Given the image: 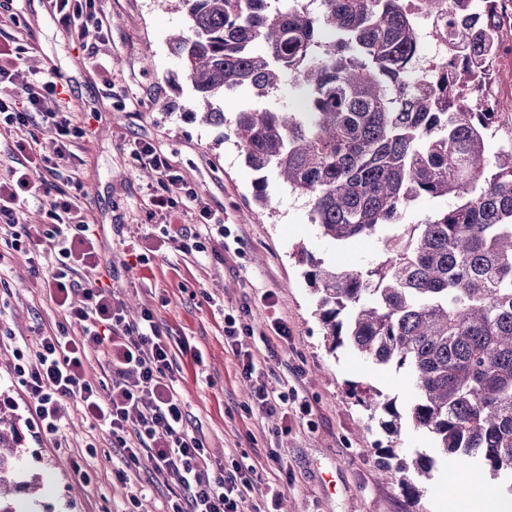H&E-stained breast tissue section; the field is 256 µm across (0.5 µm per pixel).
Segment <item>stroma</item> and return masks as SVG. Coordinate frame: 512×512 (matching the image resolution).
<instances>
[{
    "instance_id": "35a3bbf8",
    "label": "stroma",
    "mask_w": 512,
    "mask_h": 512,
    "mask_svg": "<svg viewBox=\"0 0 512 512\" xmlns=\"http://www.w3.org/2000/svg\"><path fill=\"white\" fill-rule=\"evenodd\" d=\"M111 33L79 41L62 23L51 0H13L0 9V42L24 70L56 74L65 87L63 105L83 127L85 160L79 170L80 198L90 223L115 266L113 281L125 306L156 309L172 339L201 357L195 372L181 377L178 390L188 411L187 427L203 434L225 460L254 466L258 487L287 471L280 512H407L397 483L384 476L382 458L395 449L401 458L434 457L423 484V512L465 497L470 478L480 480L486 497L500 498L498 480L478 462L439 458L430 436L409 422L398 432L381 427L357 404L353 385L379 392L381 401L406 413L414 398L404 371L368 362L349 346L330 349L317 314L319 296L309 286L305 255L331 264L359 265L377 256L379 236L335 248L311 224L301 199L269 180V205L253 196L254 172L233 140L203 123L190 88L176 89L180 61L168 46L170 34L186 25L178 0H100ZM151 141L224 219L232 241L221 256L194 263L174 244H163L164 222L192 224V206H178L170 217L151 214L148 196L155 177L133 160L129 141ZM151 261L150 269H127L130 244ZM276 295L268 308L262 293ZM244 313L254 330L241 337L256 358L254 376L287 392L282 409L290 430L277 434L278 416L249 408L250 389L237 371L231 345L224 339L225 314ZM60 315L33 276L25 256L0 258V409L20 425L15 478L39 477L41 488L30 512H123L128 492L145 488L136 512H163L169 491L151 481L148 469L130 475L127 485L113 483L103 452L111 436L90 428L73 399L62 401L61 429L55 439L32 432L26 397L12 373L13 350L31 340L37 324L55 325ZM288 328L280 340L274 321ZM277 358H270L269 350ZM94 445L92 483L74 478L77 449Z\"/></svg>"
}]
</instances>
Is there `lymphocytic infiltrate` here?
I'll return each instance as SVG.
<instances>
[{
	"instance_id": "lymphocytic-infiltrate-1",
	"label": "lymphocytic infiltrate",
	"mask_w": 512,
	"mask_h": 512,
	"mask_svg": "<svg viewBox=\"0 0 512 512\" xmlns=\"http://www.w3.org/2000/svg\"><path fill=\"white\" fill-rule=\"evenodd\" d=\"M55 5L77 36H84L91 25L99 39H108L110 29L98 0H55ZM5 81L21 88L18 99L0 101V129L20 133L13 145L20 164L0 179V241L25 255L32 273H39L42 260L50 259L45 290L62 316L55 327H36L31 341L14 349L13 374L30 401L33 420L43 434H55L61 402L78 399L91 426L112 435L119 464L111 477L117 483H126L129 472L147 461L155 480L169 490L165 512H240V504L255 489L253 479L240 464L225 465L204 436L188 431L185 404L176 389L182 371L176 344L153 309L128 319L123 302L104 282L113 266L77 204L84 193L78 176L83 159L71 149L84 131L63 110L55 76L31 80L0 63V82ZM41 127L50 134L48 142L36 134ZM131 154L158 177L160 188L149 198L154 212L170 213L183 198L196 204L199 226L162 225L163 240L186 254L223 245L222 219L165 153L139 139ZM65 155L73 165L64 173L56 159ZM30 164L46 172L42 184L30 182ZM31 201L42 205L46 223H21L22 209ZM92 345L105 362L98 373L87 368Z\"/></svg>"
}]
</instances>
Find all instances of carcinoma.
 <instances>
[{"mask_svg":"<svg viewBox=\"0 0 512 512\" xmlns=\"http://www.w3.org/2000/svg\"><path fill=\"white\" fill-rule=\"evenodd\" d=\"M180 0L186 31L170 50L180 79L200 99L203 121L227 126L256 174L266 205L268 176L308 203L310 222L331 245L388 228L383 256L365 267L309 259L319 318L336 349L348 345L376 365L404 370L415 390L408 410L445 457L475 458L495 478L512 476V146L493 163L486 141L499 113L477 89L497 52L495 4L468 17L470 0ZM429 6L454 58L431 78L412 77L419 31L412 8ZM288 82L292 109L249 105L229 120L226 92L257 99ZM424 198L451 200L418 224L404 213ZM360 405L401 416L373 390ZM19 442L0 414V512H23L14 496L39 480L12 477ZM410 508L434 461L389 451Z\"/></svg>","mask_w":512,"mask_h":512,"instance_id":"1","label":"carcinoma"}]
</instances>
